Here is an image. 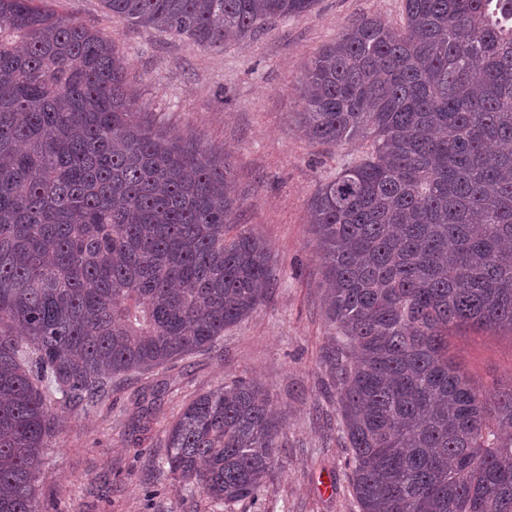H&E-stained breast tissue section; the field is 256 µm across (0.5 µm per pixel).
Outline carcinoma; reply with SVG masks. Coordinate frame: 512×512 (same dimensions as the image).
<instances>
[{
	"label": "carcinoma",
	"mask_w": 512,
	"mask_h": 512,
	"mask_svg": "<svg viewBox=\"0 0 512 512\" xmlns=\"http://www.w3.org/2000/svg\"><path fill=\"white\" fill-rule=\"evenodd\" d=\"M204 48L316 0H103ZM347 25L299 79L308 138L367 141L309 205L327 353L360 512H512V386L448 357L463 325L512 330V0H403ZM112 40L39 0H0V512H42L56 420L39 383L96 405L113 379L213 347L276 280L228 236V155L146 120ZM282 424L258 385L200 394L167 472L256 503Z\"/></svg>",
	"instance_id": "cac0c4a2"
}]
</instances>
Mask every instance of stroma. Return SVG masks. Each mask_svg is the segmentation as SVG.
<instances>
[{
	"label": "stroma",
	"instance_id": "obj_1",
	"mask_svg": "<svg viewBox=\"0 0 512 512\" xmlns=\"http://www.w3.org/2000/svg\"><path fill=\"white\" fill-rule=\"evenodd\" d=\"M48 2L59 16L111 37L154 126L229 154L239 205L231 230L268 244L278 281L212 350L128 373L94 407H69L49 394L57 430L39 479L44 512H359L348 451L323 429L338 415L325 360L336 329L309 222L312 197L347 150L304 135L295 87L352 21L377 15L400 24L401 0H317L309 12L220 48L134 25L102 0ZM448 352L480 386L512 383V331L464 327L449 336ZM241 378L267 394L285 446L257 504L224 506L174 484L164 466L165 429L198 394ZM325 479L333 492L323 491Z\"/></svg>",
	"mask_w": 512,
	"mask_h": 512
}]
</instances>
